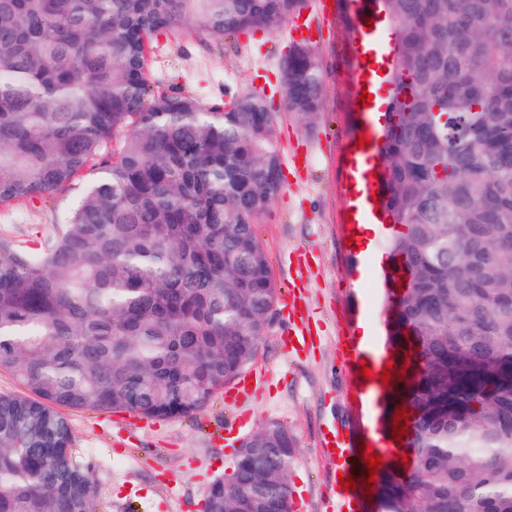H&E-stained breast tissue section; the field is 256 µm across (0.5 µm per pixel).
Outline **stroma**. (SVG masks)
<instances>
[{
    "label": "stroma",
    "instance_id": "stroma-1",
    "mask_svg": "<svg viewBox=\"0 0 512 512\" xmlns=\"http://www.w3.org/2000/svg\"><path fill=\"white\" fill-rule=\"evenodd\" d=\"M351 18L350 6L338 0L331 16L319 17L310 39L325 74L324 110L310 127L286 112L279 91L295 19L220 45L184 30L152 41L148 77L154 88L205 102L256 90L279 112L284 184L257 223L279 294L249 364L261 380L246 400L228 402L219 393L193 417L134 422L123 412L67 411L72 456L92 462L103 512H200L210 482L235 460L236 441L224 426L240 419L248 434L271 420L288 426L299 448L290 473L299 512H325L335 466L320 454L321 434L333 424L358 433L367 421L353 397L358 373L340 363L338 339L355 337L366 325L372 343L385 344L376 258L392 233L391 225H382L369 252L359 255L349 243L344 163L357 133L349 77L359 66L350 52ZM84 185L80 178L45 199L0 204V239L19 248L51 242ZM290 331L305 335L300 352L281 345Z\"/></svg>",
    "mask_w": 512,
    "mask_h": 512
}]
</instances>
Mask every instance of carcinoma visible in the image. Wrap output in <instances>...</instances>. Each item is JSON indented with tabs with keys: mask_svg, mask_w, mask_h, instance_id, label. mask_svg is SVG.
<instances>
[{
	"mask_svg": "<svg viewBox=\"0 0 512 512\" xmlns=\"http://www.w3.org/2000/svg\"><path fill=\"white\" fill-rule=\"evenodd\" d=\"M306 0H0V204L95 177L58 236L0 240V512H99L63 410L191 417L254 359L277 299L259 216L279 194L278 114L156 93L146 41L268 33ZM390 31L382 286L410 464L386 512H512V0H377ZM287 111H323L308 42ZM121 146L108 153L118 133ZM293 436L268 422L210 512H287Z\"/></svg>",
	"mask_w": 512,
	"mask_h": 512,
	"instance_id": "cac0c4a2",
	"label": "carcinoma"
}]
</instances>
